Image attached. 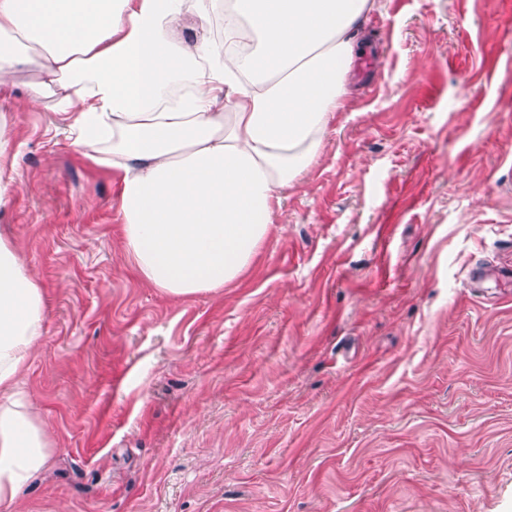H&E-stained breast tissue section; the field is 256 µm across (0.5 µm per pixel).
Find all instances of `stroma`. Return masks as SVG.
Returning <instances> with one entry per match:
<instances>
[{"mask_svg": "<svg viewBox=\"0 0 512 512\" xmlns=\"http://www.w3.org/2000/svg\"><path fill=\"white\" fill-rule=\"evenodd\" d=\"M250 268L173 298L109 168L0 82L53 428L19 512H512V0H378Z\"/></svg>", "mask_w": 512, "mask_h": 512, "instance_id": "obj_1", "label": "stroma"}]
</instances>
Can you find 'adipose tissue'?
<instances>
[{
	"mask_svg": "<svg viewBox=\"0 0 512 512\" xmlns=\"http://www.w3.org/2000/svg\"><path fill=\"white\" fill-rule=\"evenodd\" d=\"M375 3L0 0V75L33 71L25 108L51 96L72 115L74 146L115 175L137 274L181 298L251 265L281 191L329 144ZM43 321L35 274L0 237V512L53 451L21 387Z\"/></svg>",
	"mask_w": 512,
	"mask_h": 512,
	"instance_id": "obj_1",
	"label": "adipose tissue"
}]
</instances>
